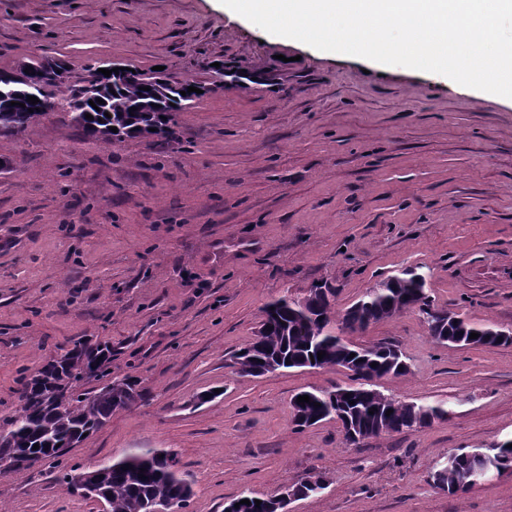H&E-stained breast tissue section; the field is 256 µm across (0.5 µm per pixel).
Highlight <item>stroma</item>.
<instances>
[{
  "instance_id": "1",
  "label": "stroma",
  "mask_w": 512,
  "mask_h": 512,
  "mask_svg": "<svg viewBox=\"0 0 512 512\" xmlns=\"http://www.w3.org/2000/svg\"><path fill=\"white\" fill-rule=\"evenodd\" d=\"M33 56L65 60L74 88L120 62L204 93L169 139L102 143L54 88L48 112L0 136V419L22 372L86 338L111 354L80 392L128 376L144 391L62 461L0 474L8 512H103L63 473L155 448L192 485L185 512L310 472L327 487L294 512H512V472L455 495L433 479L448 454L512 440V345H439L416 310L332 324L401 349L410 371L381 393L448 410L355 444L339 421L290 417L297 392L349 385L344 368L229 365L268 301L325 283L341 313L409 268L434 307L512 328L511 99L269 34L220 0H0V71Z\"/></svg>"
}]
</instances>
